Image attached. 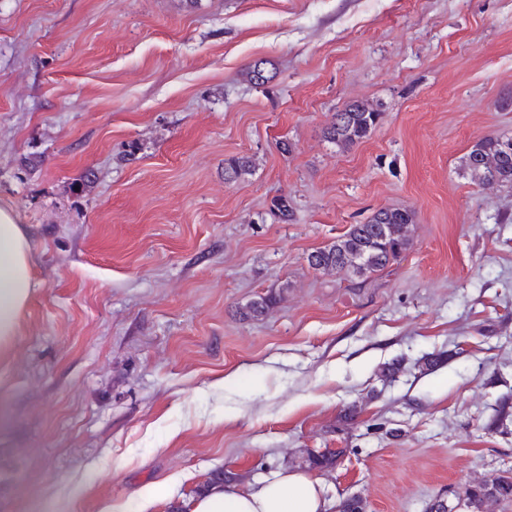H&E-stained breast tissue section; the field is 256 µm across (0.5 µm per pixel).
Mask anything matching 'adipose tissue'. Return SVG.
Instances as JSON below:
<instances>
[{"label":"adipose tissue","instance_id":"adipose-tissue-1","mask_svg":"<svg viewBox=\"0 0 512 512\" xmlns=\"http://www.w3.org/2000/svg\"><path fill=\"white\" fill-rule=\"evenodd\" d=\"M36 282L29 241L11 210L0 206V363H6ZM190 512H328L321 482L282 470L236 489L217 482L191 500Z\"/></svg>","mask_w":512,"mask_h":512}]
</instances>
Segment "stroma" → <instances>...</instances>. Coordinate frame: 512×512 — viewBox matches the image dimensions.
Returning <instances> with one entry per match:
<instances>
[{"label":"stroma","instance_id":"1","mask_svg":"<svg viewBox=\"0 0 512 512\" xmlns=\"http://www.w3.org/2000/svg\"><path fill=\"white\" fill-rule=\"evenodd\" d=\"M361 99L382 118L337 149ZM504 133L512 0H0V204L39 283L0 512H171L285 467L334 508L430 512L512 475V186L462 164ZM398 207L385 270L310 265ZM381 112L364 101H356L342 112L333 114L326 137L340 149L356 145L377 126Z\"/></svg>","mask_w":512,"mask_h":512}]
</instances>
